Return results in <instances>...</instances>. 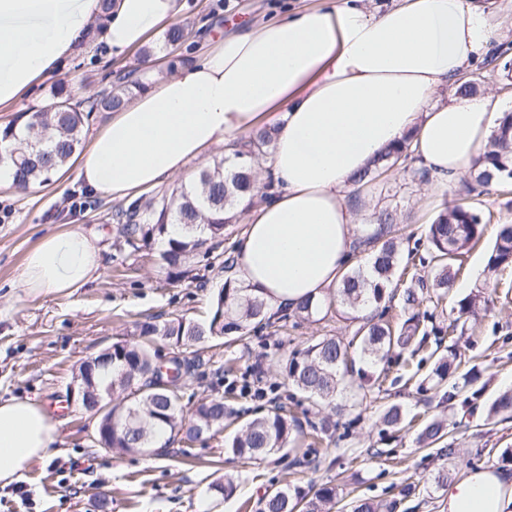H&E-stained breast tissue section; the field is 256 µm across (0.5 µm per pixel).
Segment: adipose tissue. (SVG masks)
Returning <instances> with one entry per match:
<instances>
[{"instance_id": "1", "label": "adipose tissue", "mask_w": 512, "mask_h": 512, "mask_svg": "<svg viewBox=\"0 0 512 512\" xmlns=\"http://www.w3.org/2000/svg\"><path fill=\"white\" fill-rule=\"evenodd\" d=\"M183 0H114L98 37L106 60L173 24ZM99 0H0V111L78 53ZM500 37L482 0H303L287 17L206 40L190 63L132 91L93 134L77 175L123 199L181 179L193 162L276 128L263 200L246 208L235 246L243 286L268 313L334 290L352 265L364 201L357 178L410 140L431 188L457 181L487 151L504 113L498 93L458 95ZM101 264L93 237L45 235L25 256L28 293H69ZM57 426L29 399L0 401V486L52 454ZM448 512H512V471L487 467L449 482Z\"/></svg>"}]
</instances>
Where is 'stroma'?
<instances>
[{"label":"stroma","instance_id":"1","mask_svg":"<svg viewBox=\"0 0 512 512\" xmlns=\"http://www.w3.org/2000/svg\"><path fill=\"white\" fill-rule=\"evenodd\" d=\"M293 0H187L180 23L189 38L178 56L167 57L164 71L178 58L202 50L197 26L209 20L224 30L254 25L283 14ZM143 56L134 52L109 63L82 54L62 61L52 76L36 84L10 110L0 112V125L19 113L40 110L53 101L58 80L71 81L80 96L109 90L111 76L140 70ZM465 180L440 193L424 194L421 182L396 173L363 186L371 214L389 210L402 221L405 235L420 238L427 219L453 204ZM119 201L91 192L68 168L48 185L26 192L0 186V399L29 398L45 410L67 398L74 372L86 358L118 340L133 339L135 323L146 315L167 319L176 315L206 318L224 285L217 266L198 267L193 279L173 280L158 263L160 243L128 256L116 252L117 225L112 215ZM489 212L482 241L467 252L453 286L439 303L423 301L426 328L447 327L457 316V302L484 281L487 253L503 224H512V195L483 199ZM82 229L95 235L101 266L83 288L70 293L31 295L20 286L23 260L51 232ZM479 334L456 336L460 373L480 372L478 399L445 402L441 394L422 388L434 361L427 352L410 360L392 361L383 387H370L359 378L346 379L328 445L302 440L286 455L242 464L224 455V438L215 436L191 445L177 443L154 457L117 454L94 444L97 420L79 407L59 416L53 455L32 465L22 477L0 487V512H97L108 500L112 512H259L267 489L291 484L302 490L335 486L341 498L371 497L389 501L402 482L430 477L447 466L452 478L501 463L503 448L512 447V419L487 415L491 400L512 388V269L506 270L488 311L480 312ZM361 323L355 311L336 307L324 316L300 321L280 332L263 329L245 341L228 344L216 339L201 354L215 364H236L225 373V385L240 382L243 372L256 375L263 398H236L235 409L252 411L282 405L301 419L316 420L308 400L289 384L281 359L325 336L349 339ZM397 404L407 416L441 419L459 453L440 462L434 450L420 448L414 430L382 423L386 407ZM235 474L237 490L227 499L210 493L225 473Z\"/></svg>","mask_w":512,"mask_h":512}]
</instances>
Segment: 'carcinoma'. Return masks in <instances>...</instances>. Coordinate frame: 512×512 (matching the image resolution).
Here are the masks:
<instances>
[{
	"label": "carcinoma",
	"instance_id": "obj_1",
	"mask_svg": "<svg viewBox=\"0 0 512 512\" xmlns=\"http://www.w3.org/2000/svg\"><path fill=\"white\" fill-rule=\"evenodd\" d=\"M185 37V29L174 25L165 33L164 46L172 54L182 46ZM132 84L142 86L125 75L118 78L110 91L80 99L76 89L60 80L50 106L30 115L24 112L1 127L0 165L13 169L15 187L26 190L49 182L81 147L90 115L122 107L129 99ZM274 140L275 130L266 129L240 144L235 156L241 162L234 167L227 169L224 160H215L198 172L193 186L182 185L159 200H136L118 211L116 247L136 252L166 236L160 260L168 277L180 280L192 275L197 259L213 253L224 241L228 228L237 223L234 206L252 190L254 161L266 154ZM412 162L408 144L402 143L388 149L375 162L374 169L386 166L426 178L425 171L411 167ZM507 168L512 170V112L506 113L491 138L489 150L476 164L466 197L442 210L427 225L425 239L415 242L406 258H401L402 248L396 241L401 232L397 215L384 211L376 221L388 226V231L365 238V265L346 273L336 295L322 303L314 304L307 299L293 312L273 320L267 316L266 303L229 276L207 320L177 315L162 321L152 317L140 323L136 340L112 343V354H98L93 364L81 363L74 374L77 391L112 404L111 410L98 418L106 431L98 434L97 445L118 452L153 455L177 438L188 443L200 433L214 436L230 428L237 419L235 409L219 393L202 401L191 414L184 413V384L168 382L155 360L154 345L159 340L186 348L199 347L226 335L241 339L259 328L286 323L292 316L308 320L337 305L353 310L372 305L374 313L364 318L349 342L331 336L294 350L285 359V370L288 380L316 405L335 403L346 376L354 371L360 376L380 379V364L409 349L416 340L421 325L417 308L425 296L431 293L439 299L448 292L453 282V262L484 234L478 197L493 186L507 188L512 183L505 176ZM174 224L182 230L177 238L168 236L169 227ZM416 260L430 270L425 275L412 276L407 287L399 288L409 265ZM508 268H512L511 224L503 225L497 233L487 259L483 289L490 288L500 272ZM394 302L399 303L403 312L396 321L389 317ZM491 302L492 296L480 291L460 299L459 317L448 323V336L458 331L460 317H475L479 309H488ZM358 361L364 367L357 370ZM458 367L456 358L441 356L430 376L432 387L451 385V398L477 382L478 377L472 375L464 377L461 383H448ZM488 414L511 418L512 390L494 398ZM301 434L300 421L278 407L254 416L240 429L225 435L224 453L239 461L262 460L288 449V444ZM445 436L444 422L431 420L423 425L416 440L431 447ZM419 492L420 483L411 482L400 488L399 495L404 500ZM399 500L383 504L368 497H356L348 508L349 512H396ZM336 503L338 492L334 486L324 485L310 496L286 483L264 494L260 512H332Z\"/></svg>",
	"mask_w": 512,
	"mask_h": 512
}]
</instances>
